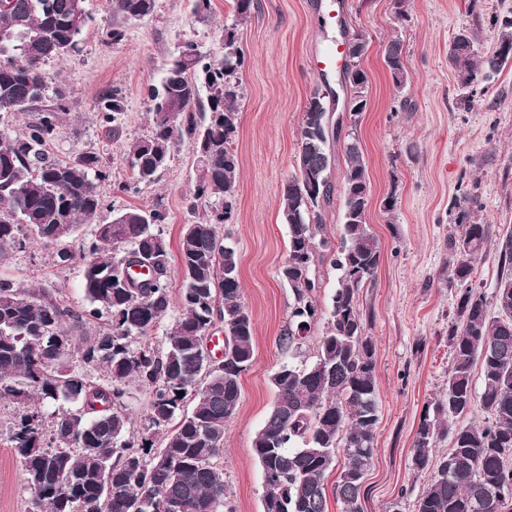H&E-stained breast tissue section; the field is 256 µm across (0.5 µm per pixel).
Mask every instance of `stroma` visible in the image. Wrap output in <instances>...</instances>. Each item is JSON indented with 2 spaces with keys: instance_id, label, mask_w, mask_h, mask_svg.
Instances as JSON below:
<instances>
[{
  "instance_id": "stroma-1",
  "label": "stroma",
  "mask_w": 512,
  "mask_h": 512,
  "mask_svg": "<svg viewBox=\"0 0 512 512\" xmlns=\"http://www.w3.org/2000/svg\"><path fill=\"white\" fill-rule=\"evenodd\" d=\"M321 0H257L239 28L245 64V98L236 137L237 205L228 226L235 244L243 303L253 315V363L241 379L236 415L224 430L218 459L236 512H263L262 469L252 439L275 397L271 376L288 355L279 336L288 323L293 295L279 278L288 258L281 186L294 171L300 123L314 88L341 92L340 76L322 77L306 60L323 40ZM193 0H157L154 12L127 20L111 0H87L91 20L74 52L45 63L50 85L66 90L59 133L49 147L68 158L94 152L103 158L99 183L103 206L82 236L128 206L167 213L163 226L178 248L184 225L195 221L189 205L198 165L181 143L158 182L140 193L123 192L133 171L126 148L149 134L148 85L157 83L178 46L195 43L205 53L221 47L229 0H212L208 18L192 12ZM512 16V0H347V36L366 37L360 61L368 76L367 107L358 135L370 180L367 222L381 247L379 266L360 291L365 332L374 342L379 423L375 455L365 481L362 512H414L426 480L411 467V446L425 410L444 392L451 365L448 330L456 292L448 286L447 240L451 207L460 191L478 195L472 219L492 236L512 230V65L476 87L470 106L460 105L448 44L461 27L477 35L479 52L497 32L491 14ZM123 37L113 41V29ZM406 50L410 82L396 91L384 64L391 40ZM126 94L117 139L103 129L96 103L112 87ZM0 276L41 289L82 310L86 300L81 263L57 265L52 251L30 244L0 262ZM15 408L0 402V512H28L30 492L7 442Z\"/></svg>"
}]
</instances>
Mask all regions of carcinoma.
Listing matches in <instances>:
<instances>
[{"instance_id":"carcinoma-1","label":"carcinoma","mask_w":512,"mask_h":512,"mask_svg":"<svg viewBox=\"0 0 512 512\" xmlns=\"http://www.w3.org/2000/svg\"><path fill=\"white\" fill-rule=\"evenodd\" d=\"M77 0H0V118L32 112L19 134L0 130V259L34 241L56 249L65 266L67 247L82 223L102 207L97 181L106 177L96 153L68 160L48 146L59 127L65 91L49 88L43 71L79 43L89 13L74 15ZM126 19L151 15L156 0H115ZM255 0H233L234 22L222 38L240 44L238 26ZM497 45L512 46V18L492 17ZM354 62L342 82L353 89L350 116L366 107L367 82L359 59L365 45L348 42ZM224 53L204 54L192 42L156 84L147 88L151 133L127 149L134 180L121 190L151 185L184 141L204 151L193 207L203 218L184 225L179 244L181 314L170 319V244L167 214L129 206L108 224L96 225L82 245V283L88 305L77 312L44 293L0 278V400L18 406L7 441L32 494V512H235L224 469V429L235 416L241 378L254 357V322L241 301L235 249L220 226L231 223L239 160L235 140L243 97L240 71ZM384 61L401 91L410 74L403 44L391 40ZM448 61L457 72L486 83L508 59L481 54L470 30L455 34ZM102 125L120 134L124 94L118 87L98 103ZM331 126L324 94L314 90L300 126L294 173L281 187L288 225V259L279 276L293 295L281 348L289 360L271 376L275 400L255 433L252 449L263 475V512H328V494L342 512H362L365 476L374 457L379 404L374 344L365 334L360 288L380 263L378 240L366 215L368 175L357 123L344 141L342 227L338 239L318 236L322 208L333 193ZM478 197L455 203L448 235V287H457L456 319L448 330L452 353L445 391L423 414L412 443V470L427 476L416 512H512V232L489 241L490 227L471 221ZM494 246L499 273L492 298L472 286L474 261ZM149 263L155 273L124 288V263ZM329 262L338 286L328 310L317 302L316 265ZM498 315L492 317L489 306ZM224 323V360L207 362L204 343ZM167 324L159 343L152 332ZM92 325L82 346L69 329ZM322 327L315 360L293 361L307 334ZM81 362L103 372L104 381L67 367ZM479 368L480 387L473 385ZM134 384L148 394L139 425L122 398ZM480 404L491 419L462 426L457 420ZM451 437V448L436 454ZM339 470L332 491L327 474Z\"/></svg>"}]
</instances>
